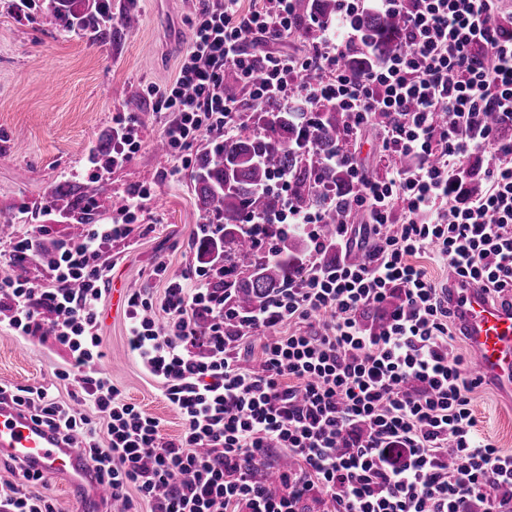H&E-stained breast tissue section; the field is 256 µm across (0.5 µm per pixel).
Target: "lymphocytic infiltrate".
I'll return each mask as SVG.
<instances>
[{"label": "lymphocytic infiltrate", "instance_id": "lymphocytic-infiltrate-1", "mask_svg": "<svg viewBox=\"0 0 512 512\" xmlns=\"http://www.w3.org/2000/svg\"><path fill=\"white\" fill-rule=\"evenodd\" d=\"M295 0H203L175 82L156 97L168 119L172 154L204 137L223 138L243 121L224 94L234 72L254 100L301 97L343 112L351 137L390 117L381 151L386 178L349 171L350 210L363 227L338 225L345 249L376 238L362 265L326 261L324 215L298 209L288 181L275 179L278 205L265 216L281 234L303 229L314 260L296 285L242 311L229 305L215 273L198 268L166 277L161 296L126 300L127 336L142 371L159 383L183 421L164 439L159 421L134 404L103 371L100 308L111 270L103 247L126 237L143 208L127 199L108 224L89 225L63 243L47 281L0 273V322L15 336L43 335L68 350L57 380L75 387L76 405L52 388L0 385V398L25 408L64 438H79L99 480L122 512H512V453L476 430L466 359L451 350L448 290L418 263L432 252L456 280L512 298V10L503 0H337L333 22L319 23L310 54L256 56L247 41L293 30ZM403 20L400 49L369 72L348 71L346 49L362 41L368 11ZM315 69L320 76L301 81ZM496 124H488L487 113ZM445 114L435 122V114ZM414 158L402 168L398 159ZM481 176L485 188L472 193ZM384 309L379 328L365 311ZM52 321H44V312ZM237 330H227L228 321ZM264 333L257 366L240 347ZM89 413H82V406ZM105 421L96 430L90 419ZM297 461L273 484L255 467L273 456ZM0 487V512H53L23 482ZM136 497H129V489Z\"/></svg>", "mask_w": 512, "mask_h": 512}]
</instances>
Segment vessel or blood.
Instances as JSON below:
<instances>
[{
    "mask_svg": "<svg viewBox=\"0 0 512 512\" xmlns=\"http://www.w3.org/2000/svg\"><path fill=\"white\" fill-rule=\"evenodd\" d=\"M448 300L473 350L472 374L493 378L512 393V307L492 302L476 286L453 285ZM0 456L51 478L69 476L67 490L87 512L110 499L78 442L62 441L9 400L0 403Z\"/></svg>",
    "mask_w": 512,
    "mask_h": 512,
    "instance_id": "obj_1",
    "label": "vessel or blood"
}]
</instances>
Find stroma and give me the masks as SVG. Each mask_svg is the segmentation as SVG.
Instances as JSON below:
<instances>
[{"label": "stroma", "mask_w": 512, "mask_h": 512, "mask_svg": "<svg viewBox=\"0 0 512 512\" xmlns=\"http://www.w3.org/2000/svg\"><path fill=\"white\" fill-rule=\"evenodd\" d=\"M198 6V0H112L113 22L129 16L132 28L101 42L64 30L51 0H30L22 9L15 0H0V217L22 233V212L44 224L34 239L39 259L27 266L29 277L43 280L57 244L85 231L72 215L45 210L54 186L78 195L94 187L93 213L100 222L111 221L114 199L150 189L130 234L103 249L112 272L100 313L107 353L102 368L126 401L160 421L168 440L180 436L182 420L129 350L124 298L139 290L161 294L158 264L172 274L197 266L204 217L190 188V168L154 150L166 121L154 93L176 78L187 48L170 40L191 28ZM116 115L136 121L142 147L123 167L92 166L89 153L112 149ZM68 365L67 351L51 337L0 331V383L47 385ZM473 404L480 433L512 452V402L487 379L474 391Z\"/></svg>", "instance_id": "1"}]
</instances>
